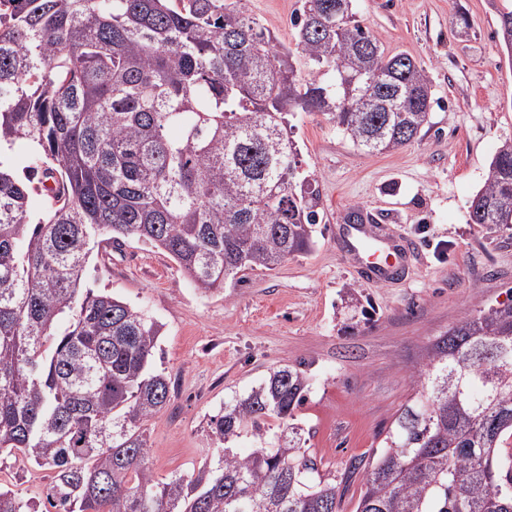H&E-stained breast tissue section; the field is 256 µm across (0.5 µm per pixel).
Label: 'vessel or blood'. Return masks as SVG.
<instances>
[{
	"instance_id": "vessel-or-blood-1",
	"label": "vessel or blood",
	"mask_w": 512,
	"mask_h": 512,
	"mask_svg": "<svg viewBox=\"0 0 512 512\" xmlns=\"http://www.w3.org/2000/svg\"><path fill=\"white\" fill-rule=\"evenodd\" d=\"M351 239L352 257L365 277L383 282L403 269L408 245L397 244L367 224H349L345 227Z\"/></svg>"
}]
</instances>
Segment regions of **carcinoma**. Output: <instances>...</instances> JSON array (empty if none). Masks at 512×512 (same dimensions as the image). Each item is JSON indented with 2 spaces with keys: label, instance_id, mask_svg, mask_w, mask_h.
<instances>
[{
  "label": "carcinoma",
  "instance_id": "obj_1",
  "mask_svg": "<svg viewBox=\"0 0 512 512\" xmlns=\"http://www.w3.org/2000/svg\"><path fill=\"white\" fill-rule=\"evenodd\" d=\"M297 52L226 0H0V465L53 471L55 512H512V301L468 314L415 372L417 396L376 458L319 469L297 412L310 391L273 369L224 403L217 463L165 481L147 424L171 401L153 367L160 326L85 285L93 248L134 239L203 293L314 245L319 190L299 172L287 115L329 116L369 155L412 142L433 98L352 0H304ZM24 141L21 168L5 151ZM470 223L512 230V141ZM241 437L255 448L239 454ZM0 512H38L0 487Z\"/></svg>",
  "mask_w": 512,
  "mask_h": 512
}]
</instances>
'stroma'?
Returning a JSON list of instances; mask_svg holds the SVG:
<instances>
[{
  "label": "stroma",
  "instance_id": "1",
  "mask_svg": "<svg viewBox=\"0 0 512 512\" xmlns=\"http://www.w3.org/2000/svg\"><path fill=\"white\" fill-rule=\"evenodd\" d=\"M241 4L280 45L295 48L303 0ZM353 7L386 53L422 65L434 103L420 136L376 156L326 115L290 114L300 167L320 190L323 220L311 251L206 294L167 253L142 242L89 259V287L144 309L161 326L155 367L174 396L148 424L157 478L217 459L209 417L285 366L310 379L299 417L328 469L373 458L414 397L412 375L432 343L466 314L512 300V231L469 221L493 156L512 139V49L498 27L512 0H354ZM462 12L471 22L464 36ZM352 204L412 244L402 280L373 283L355 271L336 236ZM50 480V471L20 458L0 467L1 486L39 505Z\"/></svg>",
  "mask_w": 512,
  "mask_h": 512
}]
</instances>
